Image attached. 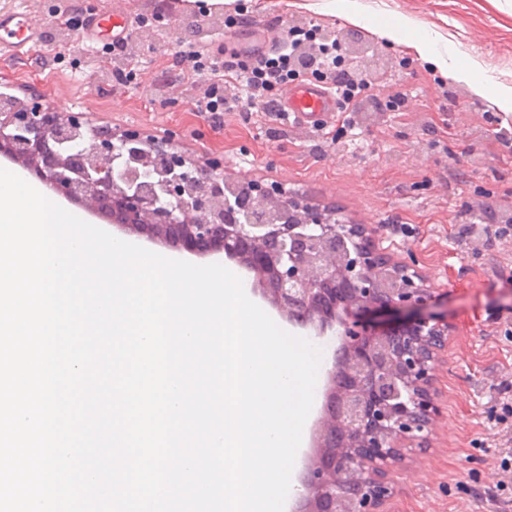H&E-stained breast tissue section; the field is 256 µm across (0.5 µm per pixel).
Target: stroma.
Segmentation results:
<instances>
[{"instance_id": "stroma-1", "label": "stroma", "mask_w": 512, "mask_h": 512, "mask_svg": "<svg viewBox=\"0 0 512 512\" xmlns=\"http://www.w3.org/2000/svg\"><path fill=\"white\" fill-rule=\"evenodd\" d=\"M155 0H0V16L23 12L40 40L22 61L0 54V94H41L93 125L136 129L169 138L193 164L224 161V172L283 185L308 203L378 230L381 247L414 262L443 296L448 349L433 372L431 392L441 409L427 447L400 449L387 471L392 494L385 512H489L490 497L512 498V419L496 422L499 385L512 382V238L495 239L487 224H462L460 212L496 208L512 222V108L498 97L512 89V0H170L149 38L140 18ZM245 5L254 25L276 36L310 20L337 38L338 61L374 71L372 96L356 111L335 112L321 129L290 119L227 112L222 124L196 111L202 85L184 82L179 54L200 48L251 47V31L235 22ZM355 9L360 22L347 17ZM188 17L199 31L174 42L172 27ZM406 20L427 34L448 61L439 69L414 49L382 35L380 26ZM95 44H87L90 23ZM131 29L127 52L135 77L117 79L112 28ZM473 70L471 79L457 75ZM405 101L389 110L388 94Z\"/></svg>"}]
</instances>
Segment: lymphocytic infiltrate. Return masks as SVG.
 Masks as SVG:
<instances>
[{"label": "lymphocytic infiltrate", "instance_id": "lymphocytic-infiltrate-1", "mask_svg": "<svg viewBox=\"0 0 512 512\" xmlns=\"http://www.w3.org/2000/svg\"><path fill=\"white\" fill-rule=\"evenodd\" d=\"M316 25L293 26L278 36L272 51L258 55L231 51L213 54L197 50L186 55V70L207 75L208 85L194 106L200 112H260L276 117V103L288 83L308 73L334 89L344 105L358 104L369 90L336 64V42H316ZM235 85L238 93L226 98L224 88Z\"/></svg>", "mask_w": 512, "mask_h": 512}]
</instances>
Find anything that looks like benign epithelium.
Segmentation results:
<instances>
[{"instance_id":"benign-epithelium-1","label":"benign epithelium","mask_w":512,"mask_h":512,"mask_svg":"<svg viewBox=\"0 0 512 512\" xmlns=\"http://www.w3.org/2000/svg\"><path fill=\"white\" fill-rule=\"evenodd\" d=\"M0 154L60 198L147 241L195 255L222 253L289 323L339 339L324 407L301 478V512H383L386 470L400 444L423 446L440 411L430 393L448 321L419 310L438 289L396 261L369 224H343L278 184L224 176L211 159L189 166L34 97L0 110Z\"/></svg>"}]
</instances>
